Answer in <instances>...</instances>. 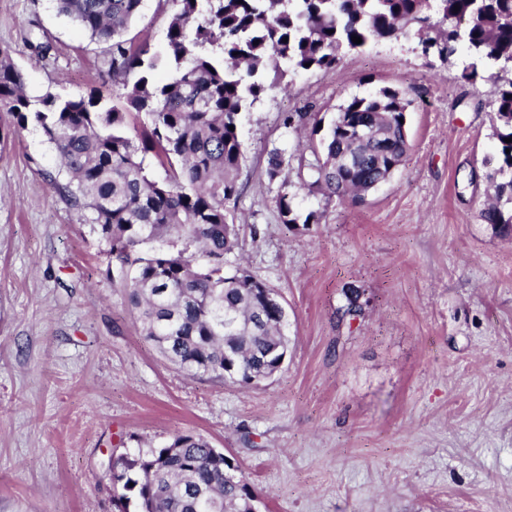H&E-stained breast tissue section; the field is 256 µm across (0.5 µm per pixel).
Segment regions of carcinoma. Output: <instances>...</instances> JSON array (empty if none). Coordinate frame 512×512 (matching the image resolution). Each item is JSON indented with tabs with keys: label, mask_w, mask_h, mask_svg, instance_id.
<instances>
[{
	"label": "carcinoma",
	"mask_w": 512,
	"mask_h": 512,
	"mask_svg": "<svg viewBox=\"0 0 512 512\" xmlns=\"http://www.w3.org/2000/svg\"><path fill=\"white\" fill-rule=\"evenodd\" d=\"M58 11L91 39L109 44L108 75L122 88L118 108L98 91L31 97L10 53L0 48V112L21 128L42 131L60 159L46 178L90 215L109 253L135 267L125 279L141 334L189 375L258 383L281 370L271 350L288 339L278 307L262 301V282L243 270L224 273L238 245L230 204L237 201L243 161V114L286 72L336 67L339 56L371 41L414 32L449 58L462 41L498 68L496 160L485 161L494 187L481 216L495 233L512 232V0H175L166 53L124 38L142 0H56ZM459 10H454V6ZM362 39L359 44L351 37ZM165 66L170 77L153 81ZM411 101L397 89L340 105L300 185L288 181V158L269 153L267 177L280 182L275 203L285 224H314L299 191L340 200L400 167L409 144ZM145 114L151 134L131 132ZM361 125L383 131L358 141ZM151 152L168 177L145 166ZM113 487L123 512H237L252 495L229 458L213 455L201 435L179 434L145 453L117 457Z\"/></svg>",
	"instance_id": "obj_1"
}]
</instances>
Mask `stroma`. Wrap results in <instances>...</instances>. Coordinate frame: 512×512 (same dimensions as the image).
<instances>
[{"mask_svg":"<svg viewBox=\"0 0 512 512\" xmlns=\"http://www.w3.org/2000/svg\"><path fill=\"white\" fill-rule=\"evenodd\" d=\"M174 9L142 0L127 38L164 54ZM36 39L51 45L38 62ZM1 45L30 94L112 93L107 44L54 0H0ZM467 55L376 42L287 73L245 114L225 270L288 313L285 365L256 385L187 375L141 335L126 267L45 177L55 150L0 116V512H117L110 457L186 432L223 449L260 512H512V237L481 218L494 94L463 79ZM385 87L411 102L404 165L357 199L300 191L318 222L283 223L268 157L304 138L283 113L326 125ZM349 288L356 321L339 312Z\"/></svg>","mask_w":512,"mask_h":512,"instance_id":"obj_1","label":"stroma"}]
</instances>
